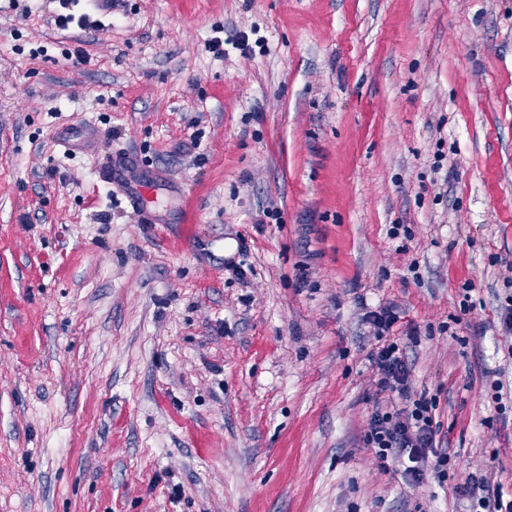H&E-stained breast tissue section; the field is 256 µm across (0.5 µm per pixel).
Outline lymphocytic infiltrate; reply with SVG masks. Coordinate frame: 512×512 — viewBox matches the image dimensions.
<instances>
[{
    "instance_id": "1",
    "label": "lymphocytic infiltrate",
    "mask_w": 512,
    "mask_h": 512,
    "mask_svg": "<svg viewBox=\"0 0 512 512\" xmlns=\"http://www.w3.org/2000/svg\"><path fill=\"white\" fill-rule=\"evenodd\" d=\"M364 319L384 340L374 356L380 374L378 385L398 396L389 405H376L364 437L365 446L372 448L381 462L402 464L404 476L411 483H421L429 471L438 481H446L449 454L436 441V402L413 396L408 385L406 348L389 337L397 321L394 306L388 304L366 311ZM466 497L468 512H512V490L501 484L478 479Z\"/></svg>"
}]
</instances>
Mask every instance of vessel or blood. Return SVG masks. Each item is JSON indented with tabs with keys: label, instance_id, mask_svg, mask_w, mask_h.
I'll use <instances>...</instances> for the list:
<instances>
[{
	"label": "vessel or blood",
	"instance_id": "b4317fda",
	"mask_svg": "<svg viewBox=\"0 0 512 512\" xmlns=\"http://www.w3.org/2000/svg\"><path fill=\"white\" fill-rule=\"evenodd\" d=\"M59 144L66 153L96 154L99 147V132L91 125H76L61 128L56 133ZM98 177L107 184L114 195L120 196L133 209L143 215L147 224L157 223L149 201L154 182L146 178L136 159L127 152H115L107 166L100 169Z\"/></svg>",
	"mask_w": 512,
	"mask_h": 512
}]
</instances>
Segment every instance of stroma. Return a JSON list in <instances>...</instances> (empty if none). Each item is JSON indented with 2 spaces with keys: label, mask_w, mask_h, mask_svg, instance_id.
I'll return each instance as SVG.
<instances>
[{
  "label": "stroma",
  "mask_w": 512,
  "mask_h": 512,
  "mask_svg": "<svg viewBox=\"0 0 512 512\" xmlns=\"http://www.w3.org/2000/svg\"><path fill=\"white\" fill-rule=\"evenodd\" d=\"M55 12L0 0V512H465L474 479L512 486V0ZM79 123L96 157L58 149ZM113 147L161 223L112 204ZM389 303L441 485L363 444L393 395L362 315Z\"/></svg>",
  "instance_id": "35a3bbf8"
}]
</instances>
